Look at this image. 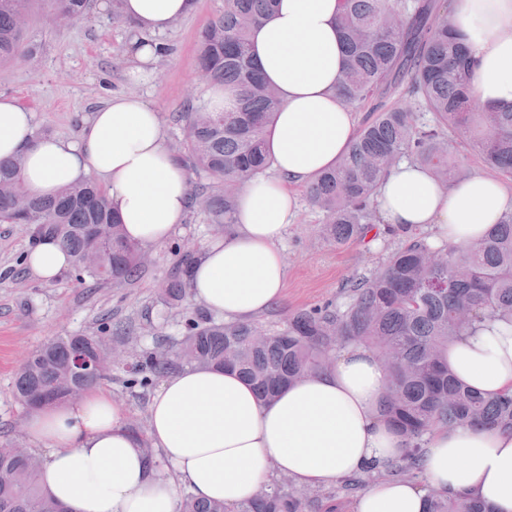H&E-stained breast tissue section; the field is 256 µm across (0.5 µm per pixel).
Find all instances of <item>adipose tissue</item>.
Wrapping results in <instances>:
<instances>
[{
  "mask_svg": "<svg viewBox=\"0 0 512 512\" xmlns=\"http://www.w3.org/2000/svg\"><path fill=\"white\" fill-rule=\"evenodd\" d=\"M120 9L134 26L128 76L137 81L167 56L159 36L191 14L195 0H120ZM447 21L471 51V98L512 105V0H454ZM250 39L255 64L281 96L267 136L273 171L241 187L232 232L207 243L189 285L195 302L228 322L283 302L280 244L297 211V189L336 166L357 135L353 112L336 95L345 66L338 0H278ZM18 155L28 188L41 196L97 177L127 238L146 247L167 244L191 207L189 175L166 147L159 112L137 95L110 96L72 138L37 134L34 113L0 95V161ZM377 207L384 224L430 232L438 246L465 247L512 213V187L483 175L442 186L404 161L382 177ZM25 261L46 284L70 266L44 236ZM448 367L487 396L512 391V329L489 322L459 338L448 347ZM388 379L371 350L350 345L323 372L269 401L236 371H179L159 386L142 436L96 388L79 402L31 410L24 427L43 453L40 484L65 512H180V484L231 506L274 473L321 487L401 455L405 442L380 411ZM145 439L169 464L167 475L145 458ZM425 440L424 485L512 512V433L437 426ZM424 485L374 481L356 512H424Z\"/></svg>",
  "mask_w": 512,
  "mask_h": 512,
  "instance_id": "adipose-tissue-1",
  "label": "adipose tissue"
}]
</instances>
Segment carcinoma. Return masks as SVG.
Listing matches in <instances>:
<instances>
[{"label": "carcinoma", "instance_id": "obj_1", "mask_svg": "<svg viewBox=\"0 0 512 512\" xmlns=\"http://www.w3.org/2000/svg\"><path fill=\"white\" fill-rule=\"evenodd\" d=\"M276 0H224V11L198 35L196 68L208 82L234 91L222 112L196 109L183 114L187 136L175 149L216 180L212 191L196 192L192 204L213 228L233 224L239 188L271 167L266 135L280 106L278 92L261 77L250 52L253 27ZM28 0H0V64L26 52L20 17ZM91 0H49L52 26L82 19ZM447 0H340V27L346 63L336 91L351 109L371 116L357 132L336 167L317 174L307 195L324 213L321 233L336 244L361 242L376 223V197L382 176L403 159L428 169L446 185L466 178L452 165L449 135L458 134L479 151L486 167L512 175V107H480L467 87L471 56L448 28ZM426 113L430 123L422 121ZM23 159L0 161V222L28 224L36 236H51L71 257L78 280L96 283L136 281L144 247L129 242L110 210L106 193L92 180L66 186L54 197L21 191ZM405 240L369 276L354 277L343 288L344 302L303 309L283 328L269 332L253 321L218 322L197 312L172 354L142 351L124 366L129 384L146 388L155 378L184 367H231L271 399L284 386L318 372L340 349L364 345L390 361L382 413L404 438V454L379 470L340 481L331 492H301L281 480L265 483L252 497L228 510L190 492L181 512H336V497L362 490L370 476L393 481L420 478L425 436L435 426L494 427L512 431V392L489 398L459 383L448 370V345L487 321L512 326V213L468 247L431 246L413 228L387 229ZM198 256L181 253L160 289L163 305L182 302ZM110 339L97 335L58 337L33 351L19 365L13 382L26 410L75 399L112 375ZM99 357L105 373L86 381L70 371L73 354ZM41 458L0 444V512H58L59 504L39 484ZM426 512H493L466 495L445 496L422 485Z\"/></svg>", "mask_w": 512, "mask_h": 512}]
</instances>
